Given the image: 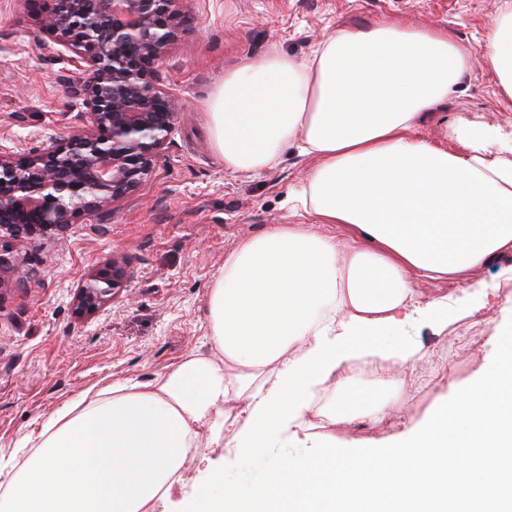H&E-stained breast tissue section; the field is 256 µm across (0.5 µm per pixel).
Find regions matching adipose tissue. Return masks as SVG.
<instances>
[{"label":"adipose tissue","instance_id":"obj_1","mask_svg":"<svg viewBox=\"0 0 512 512\" xmlns=\"http://www.w3.org/2000/svg\"><path fill=\"white\" fill-rule=\"evenodd\" d=\"M478 55L512 98V14ZM478 55L447 30L381 19L338 28L308 58L274 51L225 71L207 101L214 147L248 174L290 148L310 159L297 223L225 259L208 298L223 362L190 355L152 386L116 385L79 413L59 411L0 489V512H168L203 432L240 457L302 451L245 491L208 465L183 512H314L323 499L462 512L499 488L497 450L512 445V325L492 361L386 449L343 450L339 471L322 474L330 436L312 421L322 390L343 399L332 423L398 413L406 368L420 357L408 328L473 314L449 315L447 295L422 300L414 282L467 279L512 253V162L490 156L500 130L472 125L455 149L420 134ZM375 359L394 366L376 381L388 396L364 406L348 370Z\"/></svg>","mask_w":512,"mask_h":512}]
</instances>
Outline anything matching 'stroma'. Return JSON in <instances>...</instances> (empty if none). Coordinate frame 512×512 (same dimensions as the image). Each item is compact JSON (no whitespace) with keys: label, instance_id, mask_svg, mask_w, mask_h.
<instances>
[{"label":"stroma","instance_id":"stroma-1","mask_svg":"<svg viewBox=\"0 0 512 512\" xmlns=\"http://www.w3.org/2000/svg\"><path fill=\"white\" fill-rule=\"evenodd\" d=\"M33 10L31 0H0V146L17 153L41 149L77 125L78 77L39 48ZM505 13L512 0H189V21L163 67L184 107L165 165L111 214L82 216L63 234L20 247L19 273L0 287V458L18 455L26 438L82 396L128 381L151 384L191 354L220 359L207 302L224 259L243 240L293 223L288 200L310 166L289 150L257 174L225 169L206 102L226 69L274 49L302 59L336 27L363 28L385 17L445 29L476 52L475 75L427 117L422 135L439 139L447 122L497 124L508 133L512 99L480 55ZM114 259L126 271L123 287L97 313L78 314L73 299L82 280ZM474 278L485 284L471 292L477 333L454 323L411 327L424 356L413 366L401 412L336 424L329 432L337 444H389L492 354L500 328L512 322V254ZM218 457L229 479L253 470L205 446L184 461L186 481L200 478L204 459Z\"/></svg>","mask_w":512,"mask_h":512}]
</instances>
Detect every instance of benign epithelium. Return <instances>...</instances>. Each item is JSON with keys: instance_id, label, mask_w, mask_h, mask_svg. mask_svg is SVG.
I'll list each match as a JSON object with an SVG mask.
<instances>
[{"instance_id": "benign-epithelium-1", "label": "benign epithelium", "mask_w": 512, "mask_h": 512, "mask_svg": "<svg viewBox=\"0 0 512 512\" xmlns=\"http://www.w3.org/2000/svg\"><path fill=\"white\" fill-rule=\"evenodd\" d=\"M35 22L56 54L84 75L73 93L79 127L35 153L0 147V288L13 252L64 231L82 215H108L166 161L178 96L160 70L187 22L186 0H37ZM114 259L75 295L81 314L99 311L123 286Z\"/></svg>"}]
</instances>
